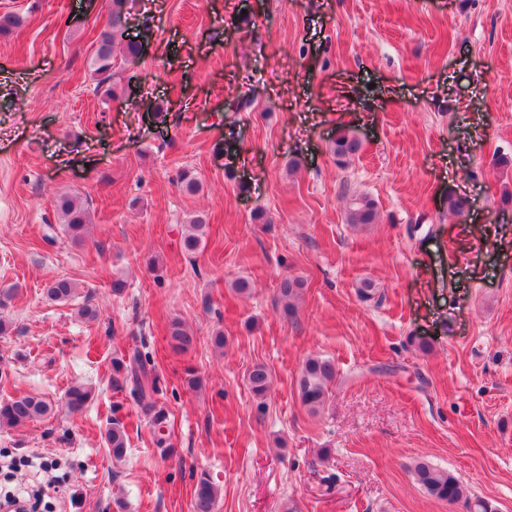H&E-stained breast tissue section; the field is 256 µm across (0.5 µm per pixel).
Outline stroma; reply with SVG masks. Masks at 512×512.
I'll return each mask as SVG.
<instances>
[{
	"label": "stroma",
	"instance_id": "35a3bbf8",
	"mask_svg": "<svg viewBox=\"0 0 512 512\" xmlns=\"http://www.w3.org/2000/svg\"><path fill=\"white\" fill-rule=\"evenodd\" d=\"M111 11L0 0L20 19L0 38V400L54 405L0 430V487L56 480L52 512H116L118 497L192 512L203 470L215 512H470L418 486L425 461L512 512V0H137L122 40L143 49L115 59L106 97L89 61ZM342 130L361 147L340 166ZM63 194L90 208L82 244L46 225ZM359 195L376 223H347ZM286 275L305 283L291 318ZM62 277L78 288L67 303L45 295ZM136 348L163 377L170 456L131 387L111 385L113 356ZM311 355L337 372L315 413L296 388ZM256 363L271 373L262 411ZM75 383L94 388L78 413ZM115 403L118 466L103 439Z\"/></svg>",
	"mask_w": 512,
	"mask_h": 512
}]
</instances>
